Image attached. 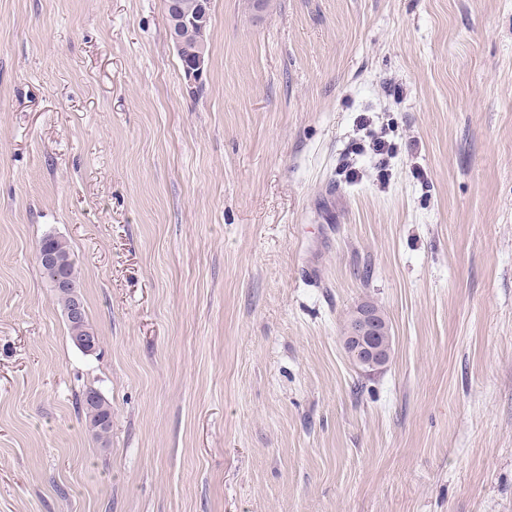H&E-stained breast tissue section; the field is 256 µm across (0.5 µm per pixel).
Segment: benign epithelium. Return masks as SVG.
<instances>
[{
	"mask_svg": "<svg viewBox=\"0 0 512 512\" xmlns=\"http://www.w3.org/2000/svg\"><path fill=\"white\" fill-rule=\"evenodd\" d=\"M210 11L205 8V0H200L191 10L183 5L182 0H171L168 12L169 37L174 48H179L183 35L191 29H198V43L192 65L183 75L184 83L198 87L207 73L209 50L205 38L204 26ZM380 323L372 309L359 305L351 316L340 340L348 358L358 367L377 369L385 366L391 358L381 344Z\"/></svg>",
	"mask_w": 512,
	"mask_h": 512,
	"instance_id": "7a95c632",
	"label": "benign epithelium"
}]
</instances>
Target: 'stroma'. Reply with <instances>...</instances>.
I'll return each mask as SVG.
<instances>
[{
    "label": "stroma",
    "instance_id": "35a3bbf8",
    "mask_svg": "<svg viewBox=\"0 0 512 512\" xmlns=\"http://www.w3.org/2000/svg\"><path fill=\"white\" fill-rule=\"evenodd\" d=\"M0 512H512V0H0ZM171 0H168V2ZM202 0L196 4L195 8L188 9L183 5L180 0H172L170 2V9L168 12L169 21V37L175 49H179L183 35L186 31L191 29H199L198 43L195 51V58L192 65L184 73L185 68L190 62V50L192 49L193 39H188L184 50L177 54L181 63L184 83L190 87H199L203 82V77L207 73L209 50L205 38L204 26L207 23V18L210 14V2ZM207 4V9L205 5ZM38 247H42L43 250H47L43 251L38 249V261L40 265L48 269H54L53 271H50L48 269L42 268L43 272L47 275L50 282H52V280L54 279L52 285L55 291L56 300L65 313L66 310L74 301V298L81 299V296L77 291L76 284L77 269L75 262L72 259L70 248L66 241L50 235L42 238ZM53 253L59 255L66 262L65 266L62 269H60L59 272H57L55 269L60 268L63 265V260ZM58 273L66 277L69 284V288H67L68 284L64 278L55 276ZM64 288L67 289L62 290ZM81 313L82 304L79 300H76L68 310L67 316L71 320H77L81 316ZM372 309L359 305L351 316L340 340L348 358L358 367L377 369L391 358L381 344V324ZM83 312H84V314H83V319H82L81 323L72 324L67 321L68 330H69V335H70L71 339H72V336H77V337L83 336V337L75 340L76 344L74 343L73 339H72V341L77 347H80L83 351H85L87 353H91L92 351L95 350V341L98 345V338H97V336H94L89 331L90 327H89L88 320H87L85 306H84ZM86 336H92V337H86ZM93 338L95 339V341ZM96 395L97 400L88 404L87 398ZM81 404L87 427L100 440H107L112 431V407L94 389H88L82 394Z\"/></svg>",
    "mask_w": 512,
    "mask_h": 512
}]
</instances>
